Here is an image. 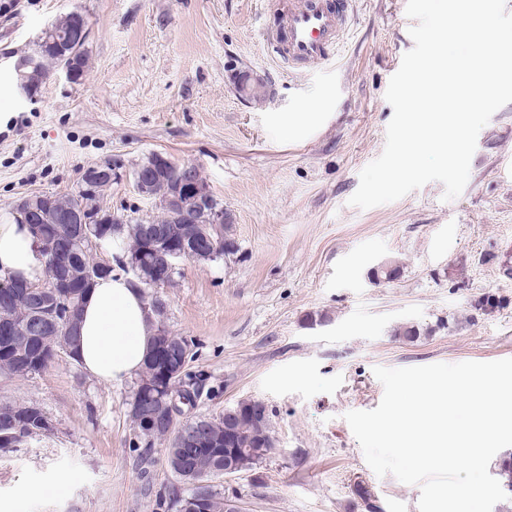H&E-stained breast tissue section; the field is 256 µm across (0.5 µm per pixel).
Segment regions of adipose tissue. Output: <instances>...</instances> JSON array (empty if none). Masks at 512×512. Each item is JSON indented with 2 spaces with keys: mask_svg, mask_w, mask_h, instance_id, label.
Instances as JSON below:
<instances>
[{
  "mask_svg": "<svg viewBox=\"0 0 512 512\" xmlns=\"http://www.w3.org/2000/svg\"><path fill=\"white\" fill-rule=\"evenodd\" d=\"M43 272L37 244L18 213L0 221V278L36 279ZM149 318L138 288L119 275L97 280L82 311L76 362L102 383L138 373L148 347Z\"/></svg>",
  "mask_w": 512,
  "mask_h": 512,
  "instance_id": "1",
  "label": "adipose tissue"
}]
</instances>
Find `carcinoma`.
<instances>
[{
  "label": "carcinoma",
  "instance_id": "cac0c4a2",
  "mask_svg": "<svg viewBox=\"0 0 512 512\" xmlns=\"http://www.w3.org/2000/svg\"><path fill=\"white\" fill-rule=\"evenodd\" d=\"M89 23L86 15L78 10L70 11L56 19L55 30L63 37L74 35L81 24ZM30 65L22 73L30 74L29 80L41 85L51 74L62 67V59L55 47L50 44H36L32 52L19 58L17 65ZM176 168H167L163 178L153 188L154 198L164 197L170 190ZM95 233H102L106 246L123 252L125 259H133L144 268L150 264L142 255L147 250L141 224H102ZM73 265L87 273L93 279L111 273V270L98 271L92 267L91 250L78 247L73 253ZM79 293L77 288H66L51 292V320L39 324L33 321L31 301L25 296H16L6 301L0 296V331L8 325L27 327L25 336H3L0 334V375L6 378H27L45 371L55 361L54 353L66 351L76 346L77 337L67 332L68 306L70 295ZM164 312L152 313L150 324L149 355L144 360L139 376L150 375L161 378V394H177L178 397L193 402L190 394L182 389L183 379L192 378L189 365L194 352L184 353L183 347L192 344L184 336H178L164 328ZM170 341V348L178 353L180 359L170 362L151 358L160 336ZM140 392L133 395L129 416L136 430L137 441L133 447L144 444L148 447L157 442H166L162 428L150 427L140 420L136 411V401ZM46 413L34 402H5L0 404V448H13L28 439L42 434ZM194 424L202 426L205 438L195 447L183 446L171 441L165 449L167 467L175 478L190 486V495L200 494L205 499L206 512H225L224 498L211 482L224 475V449L237 448L244 455L240 459L241 470L250 471L262 463L272 453L274 443L270 441L269 416L262 404L252 405L241 401L224 409L219 416H200Z\"/></svg>",
  "mask_w": 512,
  "mask_h": 512
}]
</instances>
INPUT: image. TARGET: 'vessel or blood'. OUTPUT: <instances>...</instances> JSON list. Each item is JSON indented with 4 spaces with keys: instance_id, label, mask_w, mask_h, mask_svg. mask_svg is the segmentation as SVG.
Masks as SVG:
<instances>
[{
    "instance_id": "b4317fda",
    "label": "vessel or blood",
    "mask_w": 512,
    "mask_h": 512,
    "mask_svg": "<svg viewBox=\"0 0 512 512\" xmlns=\"http://www.w3.org/2000/svg\"><path fill=\"white\" fill-rule=\"evenodd\" d=\"M350 0H288L277 53L289 65L329 64L347 41Z\"/></svg>"
}]
</instances>
